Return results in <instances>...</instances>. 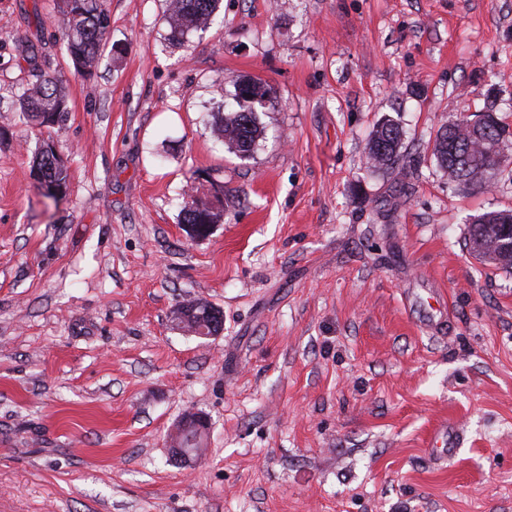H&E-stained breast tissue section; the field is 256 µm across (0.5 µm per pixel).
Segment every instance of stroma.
Here are the masks:
<instances>
[{"label": "stroma", "mask_w": 512, "mask_h": 512, "mask_svg": "<svg viewBox=\"0 0 512 512\" xmlns=\"http://www.w3.org/2000/svg\"><path fill=\"white\" fill-rule=\"evenodd\" d=\"M96 3L123 51L84 77L64 0H0V512H512V273L465 238L512 209V163L463 188L432 155L460 116L512 125V0H222L182 45L169 0ZM43 76L69 105L56 199L16 110ZM242 77L268 90L246 160L211 117ZM198 298L216 337L173 325ZM403 132L391 120L386 119L376 126L366 145V155L372 167L390 169L400 158ZM183 214V224H187L184 227L189 237L193 240L208 237L214 227V225L211 224H217L221 218L219 213L206 207H200L194 203H185ZM192 416H188L182 424L173 426L169 434V447L172 448L173 453L178 457L185 460H190L189 447L193 445L196 438L189 433L190 428L188 422L194 421V427L198 434L205 432L208 433L209 421L206 416L198 412H191Z\"/></svg>", "instance_id": "1"}]
</instances>
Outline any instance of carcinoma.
<instances>
[{"label":"carcinoma","mask_w":512,"mask_h":512,"mask_svg":"<svg viewBox=\"0 0 512 512\" xmlns=\"http://www.w3.org/2000/svg\"><path fill=\"white\" fill-rule=\"evenodd\" d=\"M68 15V56L76 71L92 74L99 55L104 51L103 38L107 18L98 13L94 0H65ZM219 0H170L168 23L169 39L181 42L191 32L208 28ZM18 111L31 124L52 129L62 125L68 117L66 95L57 80L46 77L33 83L18 99ZM484 121L474 125L469 119L459 118L441 128L433 155L438 165L448 173V180L459 185H477L487 188L496 183L503 172L499 160V141H511L512 131L494 113H482ZM218 137L237 157L251 156L263 130L257 124L255 113L239 110L218 113L215 121ZM403 132L391 120L376 126L366 145V155L372 167L390 169L400 158ZM30 176L39 184L56 189L61 195L67 187V170L63 159L55 151L52 139L40 144ZM221 214L206 207L187 203L183 207V223L216 224ZM468 242L480 258L512 273V257L496 248L503 238L512 236V210H489L470 217L467 226ZM220 310L208 302H196L184 320V330L214 326L224 328Z\"/></svg>","instance_id":"cac0c4a2"}]
</instances>
